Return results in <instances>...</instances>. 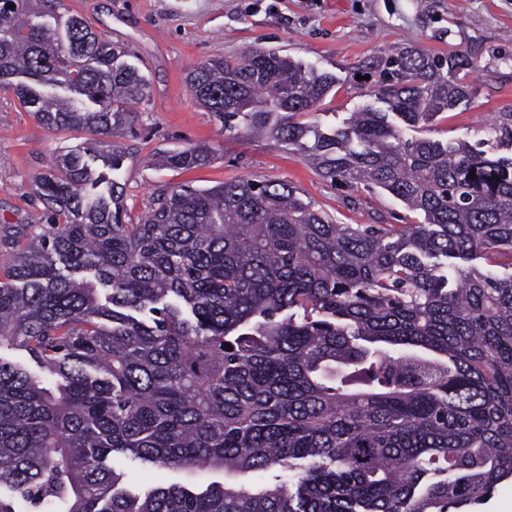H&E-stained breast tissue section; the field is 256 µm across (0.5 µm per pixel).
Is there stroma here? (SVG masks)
<instances>
[{"label": "stroma", "instance_id": "35a3bbf8", "mask_svg": "<svg viewBox=\"0 0 512 512\" xmlns=\"http://www.w3.org/2000/svg\"><path fill=\"white\" fill-rule=\"evenodd\" d=\"M95 30L124 45L150 89L135 108L132 130L101 139L95 174L117 181L132 219L160 192L189 184L209 187L237 179L293 185L300 196L340 224H413L418 217L392 196L351 190L319 176L299 152L272 139L224 131L192 96L189 69L214 56L273 48L335 74L336 96L319 105L322 128L349 112L378 107L372 95L378 66L404 48L470 56L474 95L445 114L431 135L470 143L484 138L501 113L512 112V0H67ZM83 132H56L0 91V269L18 240L49 222L36 179L54 158L81 146ZM206 144L212 162L192 170L151 166L157 152ZM125 152L119 170L102 158ZM126 487L143 492L182 481L181 472L135 466L116 457Z\"/></svg>", "mask_w": 512, "mask_h": 512}]
</instances>
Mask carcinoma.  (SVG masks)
I'll use <instances>...</instances> for the list:
<instances>
[{
	"label": "carcinoma",
	"instance_id": "cac0c4a2",
	"mask_svg": "<svg viewBox=\"0 0 512 512\" xmlns=\"http://www.w3.org/2000/svg\"><path fill=\"white\" fill-rule=\"evenodd\" d=\"M128 56L66 0H0V90L51 128L126 126L148 90ZM471 68L399 52L373 89L387 110L330 131L310 115L336 75L288 54L186 76L224 130L416 224H337L251 179L173 189L127 224L123 187L87 189L92 145L57 156L37 180L49 229L0 278V512H473L512 477V112L474 145L425 136ZM115 451L224 482L132 495Z\"/></svg>",
	"mask_w": 512,
	"mask_h": 512
}]
</instances>
